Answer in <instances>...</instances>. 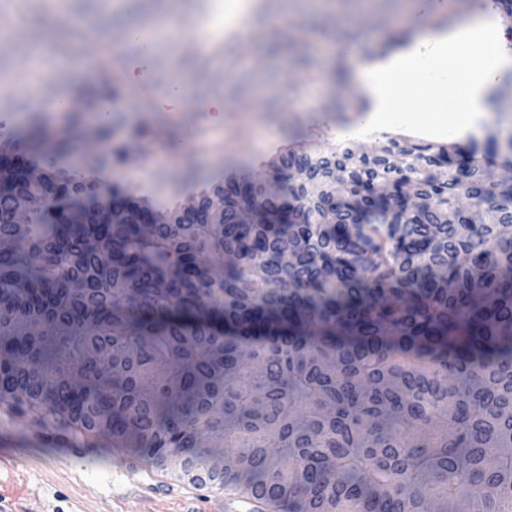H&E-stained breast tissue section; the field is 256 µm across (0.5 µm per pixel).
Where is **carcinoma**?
Segmentation results:
<instances>
[{"label": "carcinoma", "mask_w": 512, "mask_h": 512, "mask_svg": "<svg viewBox=\"0 0 512 512\" xmlns=\"http://www.w3.org/2000/svg\"><path fill=\"white\" fill-rule=\"evenodd\" d=\"M461 2L512 31V0ZM487 142L460 166L394 140L290 154L280 195L212 183L224 209L148 233L134 189H107L112 223L30 134L0 172V401L160 466L228 449L213 487L273 512H512V176Z\"/></svg>", "instance_id": "1"}]
</instances>
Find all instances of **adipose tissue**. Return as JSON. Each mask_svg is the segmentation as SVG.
I'll use <instances>...</instances> for the list:
<instances>
[{
	"label": "adipose tissue",
	"mask_w": 512,
	"mask_h": 512,
	"mask_svg": "<svg viewBox=\"0 0 512 512\" xmlns=\"http://www.w3.org/2000/svg\"><path fill=\"white\" fill-rule=\"evenodd\" d=\"M506 42L503 29L475 17L457 23L448 34L425 36L420 50L399 53L363 69L359 80L370 106L362 131H373L391 122L398 112L395 89L409 73L424 72L434 61L451 77L453 125L465 133L478 131L486 89L506 67L512 66V53L506 51ZM466 45L476 46L480 52L479 62L469 67L462 64L461 49Z\"/></svg>",
	"instance_id": "obj_1"
}]
</instances>
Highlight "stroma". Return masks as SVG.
I'll list each match as a JSON object with an SVG mask.
<instances>
[{
  "instance_id": "stroma-1",
  "label": "stroma",
  "mask_w": 512,
  "mask_h": 512,
  "mask_svg": "<svg viewBox=\"0 0 512 512\" xmlns=\"http://www.w3.org/2000/svg\"><path fill=\"white\" fill-rule=\"evenodd\" d=\"M11 23L0 32V116L14 131L41 128L59 167L85 171L97 150L82 140L94 133L100 111L90 87L118 85L108 141L131 143L126 163L100 174L101 182L143 189L156 208L165 210L195 195L225 173L264 175L269 161L286 147L328 148L348 139L358 121L355 108L363 91L356 80L336 82L337 55L323 37L336 44L370 47L411 32L413 39L433 30V15L457 13V0H329L314 11L304 0H252L251 35L225 44L215 56L203 53L200 28L219 25L210 0H124L108 8L105 0H0ZM151 36L150 64L138 70V50L128 42L130 30ZM308 56L301 65L300 56ZM180 88L181 111H155L149 95ZM442 84L426 76L410 77L408 91L398 93L402 122L352 139L371 153L387 139L487 148V134L512 136V80L501 77L484 102L477 135L435 133L446 122ZM224 101V124L208 125L203 103ZM202 125L210 144L182 147L187 131ZM152 130L137 141L138 129ZM70 132L69 149L57 148ZM20 433L18 464L0 472V499L14 512H222L223 491L157 469L164 487L146 496L134 487L113 492L109 478L131 457L103 438L90 459L72 455L60 438L21 418L0 402V427Z\"/></svg>"
}]
</instances>
